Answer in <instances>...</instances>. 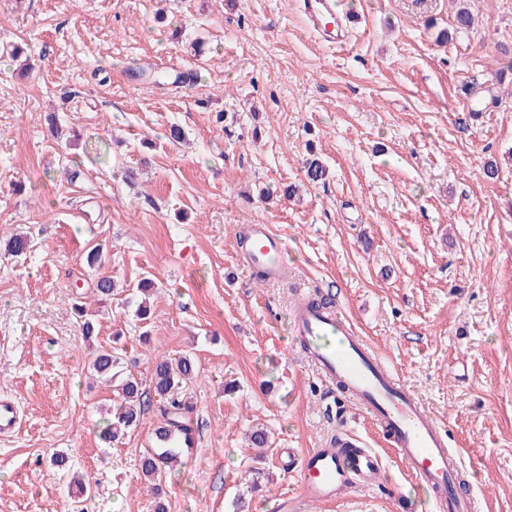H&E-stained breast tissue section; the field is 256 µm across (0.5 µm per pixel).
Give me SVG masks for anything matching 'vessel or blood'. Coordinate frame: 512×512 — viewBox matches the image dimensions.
I'll use <instances>...</instances> for the list:
<instances>
[{
    "label": "vessel or blood",
    "instance_id": "b4317fda",
    "mask_svg": "<svg viewBox=\"0 0 512 512\" xmlns=\"http://www.w3.org/2000/svg\"><path fill=\"white\" fill-rule=\"evenodd\" d=\"M303 12L310 30L335 42L342 28L334 20L335 0H303ZM241 234L248 263L266 279L279 280L284 274L283 237L268 224L244 225ZM293 330L321 376L343 382L346 395L382 427L411 474L432 489L435 512H474L473 497L457 489L461 461L448 446L446 430L371 356L349 319L340 310L317 309L303 299L293 310ZM287 466L299 472V493L296 500H283L281 509L295 512L297 501H332L344 490L372 486L380 460L370 449L351 443L289 455Z\"/></svg>",
    "mask_w": 512,
    "mask_h": 512
}]
</instances>
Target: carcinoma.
Masks as SVG:
<instances>
[{
  "label": "carcinoma",
  "mask_w": 512,
  "mask_h": 512,
  "mask_svg": "<svg viewBox=\"0 0 512 512\" xmlns=\"http://www.w3.org/2000/svg\"><path fill=\"white\" fill-rule=\"evenodd\" d=\"M120 361L115 346L100 350L93 360V369L99 376L116 382L121 399L107 438L116 442L128 429L138 426L152 397L166 402L162 409L163 422L154 429L151 444L139 459L141 474L153 483L155 495L159 496L168 470L182 464L195 442L191 406L180 397L182 383L194 378L195 363L187 355L155 360L151 384L146 389L138 378L122 375Z\"/></svg>",
  "instance_id": "1"
}]
</instances>
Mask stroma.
<instances>
[{"label": "stroma", "instance_id": "stroma-1", "mask_svg": "<svg viewBox=\"0 0 512 512\" xmlns=\"http://www.w3.org/2000/svg\"><path fill=\"white\" fill-rule=\"evenodd\" d=\"M346 2L363 20L339 49L308 32L301 0H0V400L20 411L0 437V512H234L240 495L279 512L298 484L279 456L339 432L382 476L304 512H433L291 333L296 298L314 294L448 429L478 512H512V73L491 81L512 0ZM17 42L27 61L9 56ZM470 86L482 112L463 126ZM174 124L183 143L165 137ZM256 223L287 241L282 280L245 263L238 227ZM18 232L20 258L5 250ZM145 278L157 293L143 321ZM78 302L96 314L88 339ZM118 331L141 382L182 352L198 372L183 389L197 441L160 497L137 458L162 401L119 441L99 438L114 395L90 363ZM257 425L270 447L250 446ZM56 452L92 495L50 465Z\"/></svg>", "mask_w": 512, "mask_h": 512}]
</instances>
